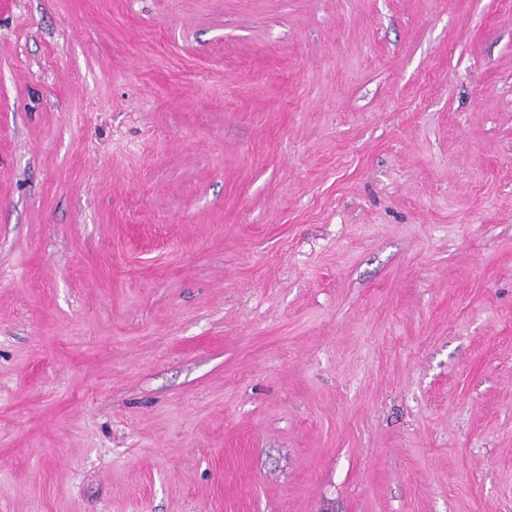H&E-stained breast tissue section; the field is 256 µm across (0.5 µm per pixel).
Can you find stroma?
Here are the masks:
<instances>
[{"label": "stroma", "mask_w": 512, "mask_h": 512, "mask_svg": "<svg viewBox=\"0 0 512 512\" xmlns=\"http://www.w3.org/2000/svg\"><path fill=\"white\" fill-rule=\"evenodd\" d=\"M0 512H512V0H0Z\"/></svg>", "instance_id": "35a3bbf8"}]
</instances>
